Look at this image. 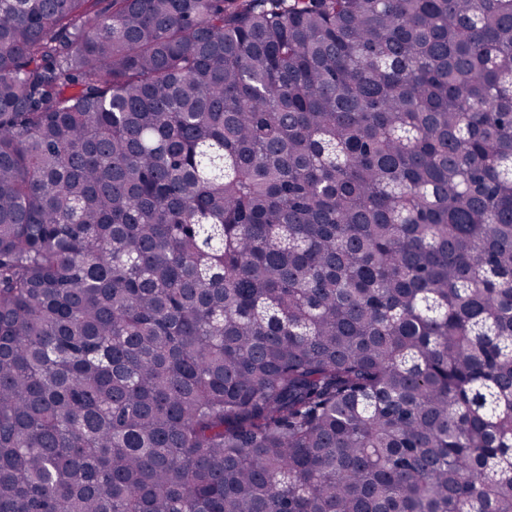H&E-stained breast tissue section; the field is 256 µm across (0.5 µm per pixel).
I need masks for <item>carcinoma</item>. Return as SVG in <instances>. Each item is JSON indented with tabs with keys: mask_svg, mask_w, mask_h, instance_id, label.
I'll list each match as a JSON object with an SVG mask.
<instances>
[{
	"mask_svg": "<svg viewBox=\"0 0 512 512\" xmlns=\"http://www.w3.org/2000/svg\"><path fill=\"white\" fill-rule=\"evenodd\" d=\"M0 0V512H512V0Z\"/></svg>",
	"mask_w": 512,
	"mask_h": 512,
	"instance_id": "cac0c4a2",
	"label": "carcinoma"
}]
</instances>
